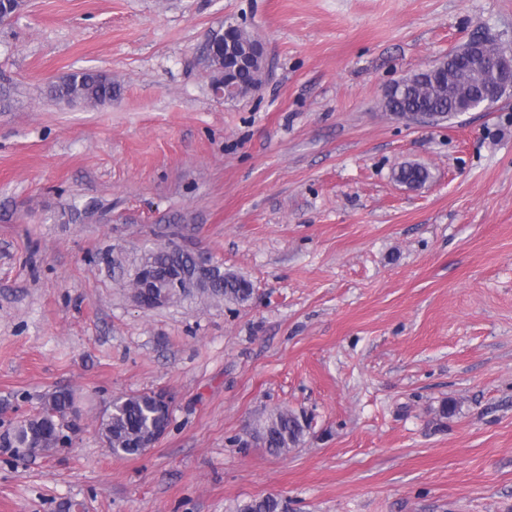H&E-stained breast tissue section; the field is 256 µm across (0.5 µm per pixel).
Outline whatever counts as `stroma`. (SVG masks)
Instances as JSON below:
<instances>
[{
	"instance_id": "1",
	"label": "stroma",
	"mask_w": 512,
	"mask_h": 512,
	"mask_svg": "<svg viewBox=\"0 0 512 512\" xmlns=\"http://www.w3.org/2000/svg\"><path fill=\"white\" fill-rule=\"evenodd\" d=\"M230 22L272 73L225 100L203 53ZM479 35L512 47V0H23L0 24V423L59 389L83 422L0 453V512H512V91L437 124L382 109ZM78 70L111 104L49 97ZM175 232L252 299L140 309V251ZM150 391L167 432L112 455L110 401ZM277 408L307 425L285 455L250 436ZM395 180L409 188L423 186L430 178L429 170L417 163H404L394 173Z\"/></svg>"
}]
</instances>
